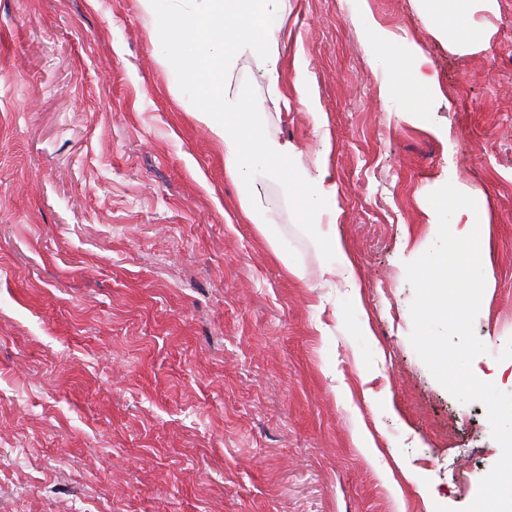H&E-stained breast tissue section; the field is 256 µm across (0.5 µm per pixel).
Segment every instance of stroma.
<instances>
[{
    "label": "stroma",
    "mask_w": 512,
    "mask_h": 512,
    "mask_svg": "<svg viewBox=\"0 0 512 512\" xmlns=\"http://www.w3.org/2000/svg\"><path fill=\"white\" fill-rule=\"evenodd\" d=\"M367 9L424 50L431 112L381 95L348 0H286L278 81H253L300 165L328 163L361 336L293 211L273 221L303 283L243 218L140 0H0V512L474 501L502 450L483 404L458 401L414 351L405 265L432 231L422 194L484 190L492 288L471 369L512 394V0H474L463 50L416 0Z\"/></svg>",
    "instance_id": "1"
}]
</instances>
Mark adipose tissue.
I'll return each mask as SVG.
<instances>
[{
	"label": "adipose tissue",
	"mask_w": 512,
	"mask_h": 512,
	"mask_svg": "<svg viewBox=\"0 0 512 512\" xmlns=\"http://www.w3.org/2000/svg\"><path fill=\"white\" fill-rule=\"evenodd\" d=\"M145 13L165 27L157 46L161 62L174 70L176 89L195 117L224 147V171L237 186L247 221L266 239L274 256L297 280L305 273L295 262L278 225L270 216L283 203L299 206L302 229L323 255L328 286L344 280L346 305L360 308L354 262L337 219V189L326 165L310 173L298 163V151L271 130L269 113L254 101L242 59L255 62L269 84L278 79L276 33L284 15L283 0H141ZM470 0H418L435 30L453 45H469L475 31L466 24ZM351 8L374 46L383 73L381 93L396 105L413 101L428 111L436 90L423 67L424 51L412 42L394 43L374 26L366 0Z\"/></svg>",
	"instance_id": "1"
}]
</instances>
